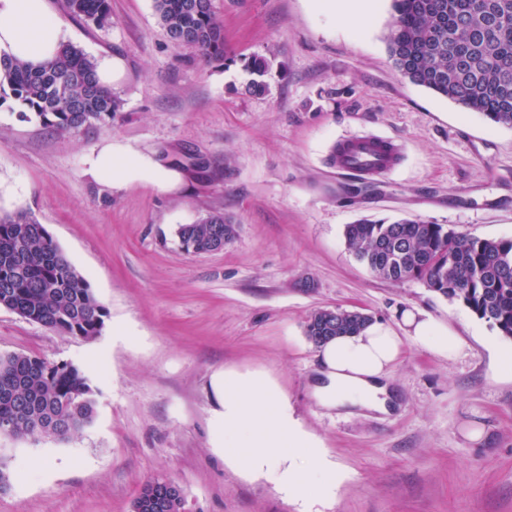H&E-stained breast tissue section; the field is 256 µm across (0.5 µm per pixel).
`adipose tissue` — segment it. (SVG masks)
Instances as JSON below:
<instances>
[{
	"label": "adipose tissue",
	"mask_w": 512,
	"mask_h": 512,
	"mask_svg": "<svg viewBox=\"0 0 512 512\" xmlns=\"http://www.w3.org/2000/svg\"><path fill=\"white\" fill-rule=\"evenodd\" d=\"M63 41L62 26L49 14L46 0H0V52L37 65L54 58ZM85 165L86 174L114 187L147 179L169 190L180 180L158 160L127 154L108 141L87 154ZM406 340L450 358L462 347L459 336L417 309L403 311L396 327L371 323L357 335L319 346L317 403L327 409L387 411L386 379Z\"/></svg>",
	"instance_id": "1"
}]
</instances>
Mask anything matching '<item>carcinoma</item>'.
<instances>
[{"instance_id":"1","label":"carcinoma","mask_w":512,"mask_h":512,"mask_svg":"<svg viewBox=\"0 0 512 512\" xmlns=\"http://www.w3.org/2000/svg\"><path fill=\"white\" fill-rule=\"evenodd\" d=\"M160 25L174 42L209 62L224 63V31L211 0H153ZM66 10L96 26L111 18L110 0H65ZM389 56L411 83L455 101L490 122L512 127V0H392ZM248 67V89L267 90L269 68L261 57ZM13 101L59 133L109 123L121 101L97 82L95 62L66 43L52 61L33 67L0 54V105ZM235 225L221 211L181 224L187 253L216 248ZM347 249L377 276L418 279L458 301L512 338V238L486 239L444 224L360 219L344 231ZM58 332L92 339L104 326L105 308L44 225L26 210L0 212V308ZM313 312L305 335L351 336L369 316L341 309L325 318ZM96 395L72 363H50L27 354H0V419L16 435L64 441L90 426Z\"/></svg>"}]
</instances>
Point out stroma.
Instances as JSON below:
<instances>
[{
	"label": "stroma",
	"mask_w": 512,
	"mask_h": 512,
	"mask_svg": "<svg viewBox=\"0 0 512 512\" xmlns=\"http://www.w3.org/2000/svg\"><path fill=\"white\" fill-rule=\"evenodd\" d=\"M110 3L98 27L48 0L68 43L123 61L112 122L61 135L0 106V210L35 214L106 310L101 334L83 339L0 308V354L74 364L97 398L93 424L68 440L0 439L10 476L0 512H131L157 476L183 487L184 512H301L269 477L213 451L211 377L224 369L276 382L335 461L343 479L319 512H512V378L492 376L512 338L423 281L377 277L344 240L363 217L512 238V128L394 68L391 0H372L360 25L318 0H212L227 65L170 41L153 0ZM254 56L270 63L261 95L247 89ZM361 133L392 137L404 157L352 194L329 151ZM106 138L183 184L162 193L95 181L84 156ZM193 157L204 170L189 167ZM213 210L234 238L186 254L178 226ZM336 307L392 325L417 308L464 347L450 359L404 343L392 413L336 414L312 396L305 335L312 312Z\"/></svg>",
	"instance_id": "35a3bbf8"
}]
</instances>
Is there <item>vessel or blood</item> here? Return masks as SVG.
Wrapping results in <instances>:
<instances>
[{"label": "vessel or blood", "mask_w": 512, "mask_h": 512, "mask_svg": "<svg viewBox=\"0 0 512 512\" xmlns=\"http://www.w3.org/2000/svg\"><path fill=\"white\" fill-rule=\"evenodd\" d=\"M401 158L393 139L368 133L337 139L332 145V163L338 171L373 183L391 174Z\"/></svg>", "instance_id": "1"}]
</instances>
